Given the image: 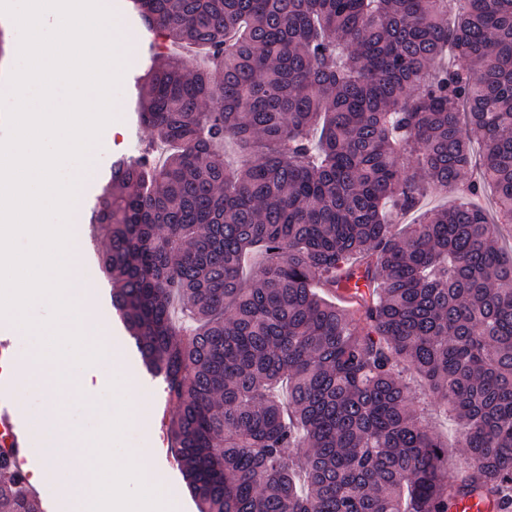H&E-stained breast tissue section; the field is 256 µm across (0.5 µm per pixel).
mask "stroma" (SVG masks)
Wrapping results in <instances>:
<instances>
[{
	"label": "stroma",
	"instance_id": "stroma-1",
	"mask_svg": "<svg viewBox=\"0 0 512 512\" xmlns=\"http://www.w3.org/2000/svg\"><path fill=\"white\" fill-rule=\"evenodd\" d=\"M108 7L132 47L134 61L125 67L115 93L116 118L100 136L93 175L80 185L82 208L86 211L94 207L98 196L110 183L113 160L137 158L152 138L150 129L144 127L137 117V101L146 69L145 59L150 55L152 36L133 11L131 0H109ZM78 241L83 267L94 272L95 290L88 300L93 303L101 322L106 325L111 340L119 347L129 371L135 375L140 397L149 404L145 421L127 428L122 445L126 448L151 449L152 474L162 494L171 495L173 512H198L180 467L169 453L166 443L165 424L175 415L176 408L167 402L161 379L153 377L144 367L132 337L112 307V281L99 264L106 241L92 236L86 224L80 227Z\"/></svg>",
	"mask_w": 512,
	"mask_h": 512
}]
</instances>
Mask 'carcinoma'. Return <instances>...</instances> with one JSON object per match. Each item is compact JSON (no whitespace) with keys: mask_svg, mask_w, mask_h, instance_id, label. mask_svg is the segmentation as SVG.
I'll use <instances>...</instances> for the list:
<instances>
[{"mask_svg":"<svg viewBox=\"0 0 512 512\" xmlns=\"http://www.w3.org/2000/svg\"><path fill=\"white\" fill-rule=\"evenodd\" d=\"M133 5L171 150L114 162L94 223L198 512H512V0ZM426 186L458 202L397 230ZM404 369L459 426L458 480ZM7 458L0 512H42Z\"/></svg>","mask_w":512,"mask_h":512,"instance_id":"carcinoma-1","label":"carcinoma"}]
</instances>
